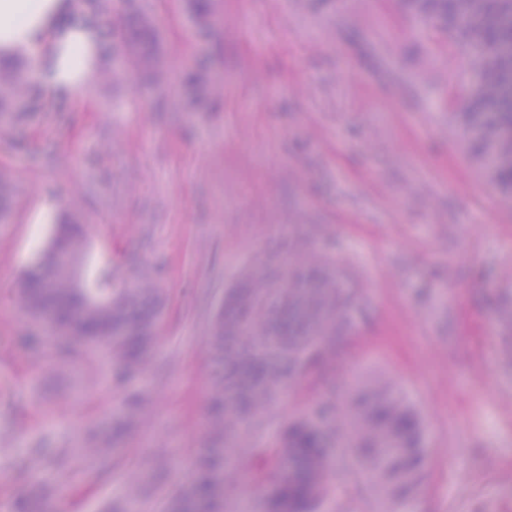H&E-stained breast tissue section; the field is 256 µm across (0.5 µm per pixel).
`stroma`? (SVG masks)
I'll return each mask as SVG.
<instances>
[{
    "label": "stroma",
    "instance_id": "35a3bbf8",
    "mask_svg": "<svg viewBox=\"0 0 512 512\" xmlns=\"http://www.w3.org/2000/svg\"><path fill=\"white\" fill-rule=\"evenodd\" d=\"M101 0L106 51L84 106L42 90L47 112L0 129L14 199L0 219V512L50 484L45 512H106L130 473L151 484L139 512H165L208 438V386L224 376L209 324L242 271L296 240L358 289L336 366L291 389L256 441L280 442L293 413L390 380L423 420L428 465L413 512H512V363L491 323L512 305V199L477 172L456 121L475 84L447 30L403 0ZM149 63L126 65L140 18ZM208 64L197 91L151 77ZM53 201L44 209V201ZM86 226L83 278L140 260L160 267L165 304L152 375L113 385L23 343L24 271L66 216ZM150 400L109 470L60 462ZM315 512H373L351 457Z\"/></svg>",
    "mask_w": 512,
    "mask_h": 512
}]
</instances>
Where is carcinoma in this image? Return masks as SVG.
<instances>
[{
	"mask_svg": "<svg viewBox=\"0 0 512 512\" xmlns=\"http://www.w3.org/2000/svg\"><path fill=\"white\" fill-rule=\"evenodd\" d=\"M409 8L456 35L465 45L469 64L487 73L474 86L470 108L459 116L473 157L492 185L512 197V162H498L512 152V0H480L471 15L461 14V0H406ZM0 113L14 109L6 103L39 107L35 96L10 64L0 62ZM84 239L82 226L71 218L56 225L49 247L22 277L20 297L30 316L50 333L73 329L75 336L50 339L37 331L25 340L51 343L55 354L75 360L83 343L98 344L112 362V380L119 383L133 373L150 369L147 351L157 339L162 294L159 272L146 263L132 262L117 285L112 278L94 284L89 292L111 300L105 308L89 311L85 295L62 286L61 254L83 262L73 248ZM361 294L343 288V276L322 256L296 250L288 244L285 258H260L248 267L238 286L225 295L209 325L212 348L224 354L229 367L224 381L211 385L212 411L208 433L221 448H205L167 512H224L222 485L233 480L224 473V449L232 448L253 461L249 478L266 488L284 468L285 480L277 494L267 497L263 512H312L315 502L330 495L328 473L336 461L335 449L352 448L381 498L407 495L425 464L421 419L393 389L382 383L351 403L319 402L298 418L281 443L263 448L249 441L263 426L268 405L291 384L315 376L336 364L342 335L351 325L347 304ZM134 327L138 334H128ZM112 443L99 436L89 452L103 464L112 462ZM143 488L137 474L129 477L125 504L117 512H134Z\"/></svg>",
	"mask_w": 512,
	"mask_h": 512,
	"instance_id": "1",
	"label": "carcinoma"
}]
</instances>
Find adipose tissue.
<instances>
[{"instance_id":"adipose-tissue-1","label":"adipose tissue","mask_w":512,"mask_h":512,"mask_svg":"<svg viewBox=\"0 0 512 512\" xmlns=\"http://www.w3.org/2000/svg\"><path fill=\"white\" fill-rule=\"evenodd\" d=\"M69 9V0H0V58L25 50L31 80L82 99L104 51L94 26L70 21Z\"/></svg>"}]
</instances>
